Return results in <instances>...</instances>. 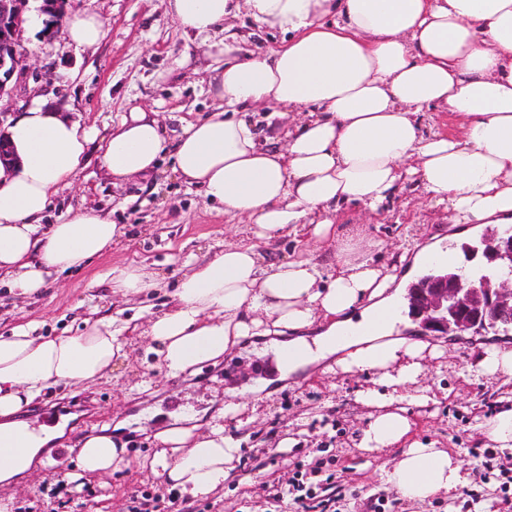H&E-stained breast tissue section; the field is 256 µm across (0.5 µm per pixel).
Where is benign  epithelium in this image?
<instances>
[{
    "mask_svg": "<svg viewBox=\"0 0 512 512\" xmlns=\"http://www.w3.org/2000/svg\"><path fill=\"white\" fill-rule=\"evenodd\" d=\"M30 0H0V125L10 114L27 78L28 58L20 51ZM68 0H41L40 11L48 16L42 31L52 40L56 22ZM484 257L490 264L512 266V234H495L486 240ZM413 318L431 332L463 333L483 322L489 326L512 325V274L485 276L474 284L452 273L429 278L411 291Z\"/></svg>",
    "mask_w": 512,
    "mask_h": 512,
    "instance_id": "benign-epithelium-1",
    "label": "benign epithelium"
}]
</instances>
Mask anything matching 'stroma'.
<instances>
[{"label": "stroma", "instance_id": "1", "mask_svg": "<svg viewBox=\"0 0 512 512\" xmlns=\"http://www.w3.org/2000/svg\"><path fill=\"white\" fill-rule=\"evenodd\" d=\"M68 8L102 15L108 22L105 39L98 47L78 48L64 34L47 41L38 27L26 26L23 45L30 72L17 104H27L38 94L51 97L70 104L75 118L96 124L104 134L124 112L142 106L157 112L170 141L179 134L182 119L211 114L203 81L207 61L167 13L165 0H70ZM186 56L191 59L187 66L182 63ZM83 205L125 225L126 237L84 269L50 279L39 295L26 298L1 285L0 335L22 318L42 321L46 335L80 333L90 312L104 315L112 310V290L105 277L112 266H147L160 273L171 291L189 257H211L225 244L239 241L244 229L243 218L214 209L200 187L178 177L167 156L153 181L118 186L104 174L96 156H89L74 183L54 197L43 221L59 223L68 209ZM384 213L378 221L365 208H350L340 234L349 241L352 259L386 266L391 254L456 230L445 207L421 196L409 183L388 201ZM267 257L272 262L307 258L327 274L336 265L334 249L291 238L271 247ZM435 342L444 354L425 361L432 399L425 406H405L413 423L411 438L450 450L463 461L466 486L477 493L472 512H502L497 470L484 469L471 451L488 443V420L501 408L512 407V378L484 376L474 363L481 347L494 344L512 350V335L467 333L439 336ZM150 345L146 337H130L127 359L114 365L110 376L83 388L50 387L22 414L37 426L44 423L48 409L67 401L84 402L86 411L58 417L65 434L56 447H74L93 427L107 424L124 444L129 466L101 477L81 475L75 461L38 466L15 487L11 512H128L138 490L157 496L160 507H167L170 500L179 499V492L136 466L158 451L154 432L181 414L210 419L230 394L247 400L263 386L270 396L253 425L240 428L225 422V435L241 441L240 460L222 490L195 499L198 512H297L291 496L268 501L267 481L291 473L304 457L330 455L336 458V512H363L372 495L394 501L396 512H458V494L411 502L382 483L378 466L394 463L399 449L379 459L359 449L370 409L357 394L375 388V371L319 369L308 379L297 373L282 380L273 355L260 357L240 348L218 364L203 365L195 375L172 379Z\"/></svg>", "mask_w": 512, "mask_h": 512}]
</instances>
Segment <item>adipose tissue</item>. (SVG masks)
Here are the masks:
<instances>
[{"label":"adipose tissue","instance_id":"adipose-tissue-1","mask_svg":"<svg viewBox=\"0 0 512 512\" xmlns=\"http://www.w3.org/2000/svg\"><path fill=\"white\" fill-rule=\"evenodd\" d=\"M243 11L280 32L281 42L244 52L224 31ZM167 12L212 59L214 112L185 121L171 144L151 110L131 108L104 137L68 107L33 99L6 127L14 160L0 164V281L31 296L48 277L84 268L119 244L123 225L93 208L40 224L91 147L118 182L153 178L170 152L187 183L247 224L244 239L183 274L171 307L150 313L145 333L167 377L219 363L254 336L271 337L285 377L331 357L344 372L374 370L386 391L358 395L377 410L359 447L400 448L384 481L413 501L463 485L452 453L407 441L412 424L403 404L426 403L424 360L441 349L393 337L395 275L340 255L327 279L308 259L265 262L258 246L288 235L335 245L340 206L379 216L409 179L464 233L512 224V0H167ZM62 24L82 48L107 34L94 12L68 13ZM306 105L303 123L264 138L247 113L262 107L281 117ZM430 107L452 114L457 132L423 136L420 114ZM133 330L117 312L86 319L75 336L41 335L33 320L0 336V435L14 448L0 460V491L60 436L20 413L45 388L107 376L126 357ZM247 412V404L229 401L208 427L177 421L157 431L161 448L146 469L191 497L217 493L240 449L222 421ZM78 460L88 475L127 463L124 445L104 427L80 442Z\"/></svg>","mask_w":512,"mask_h":512}]
</instances>
